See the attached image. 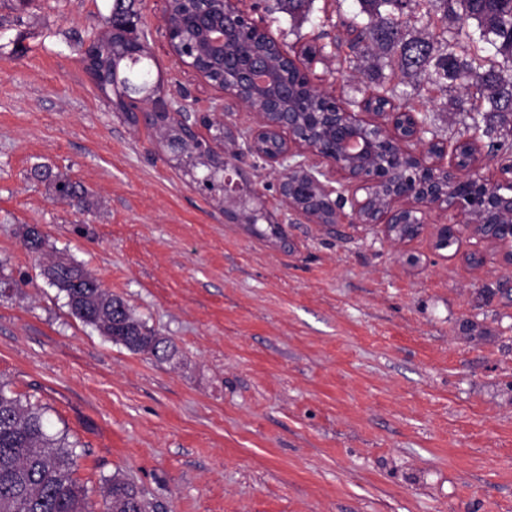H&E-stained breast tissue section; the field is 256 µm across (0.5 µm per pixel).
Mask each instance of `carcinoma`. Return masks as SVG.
Here are the masks:
<instances>
[{"instance_id": "cac0c4a2", "label": "carcinoma", "mask_w": 512, "mask_h": 512, "mask_svg": "<svg viewBox=\"0 0 512 512\" xmlns=\"http://www.w3.org/2000/svg\"><path fill=\"white\" fill-rule=\"evenodd\" d=\"M294 19H306L314 0H277ZM358 11L341 21L343 34L330 43L333 55L360 61L381 110L415 112L431 125L423 90L435 89L443 106L470 120L467 128L488 139V151L505 160L512 156V0H355ZM103 25L116 30L83 54L97 88L112 110L130 116L125 101L138 87L163 90L162 75H154L148 45L141 42L138 18L126 0H115ZM278 46L248 32L241 50L271 55ZM389 73H384V70ZM292 97L293 110L306 122L314 112H329L335 99L324 94L296 68L280 76ZM151 127L161 141L182 135V121L157 112ZM186 174L220 166L209 141L199 139L177 156ZM32 177L53 189L56 198L79 211L87 207L85 189L43 165ZM48 235L25 226L23 246L43 252ZM40 275L66 298L72 316L97 329L112 342L134 353L170 359L176 348L147 326L120 296L104 288L82 264L58 256L41 265ZM76 451L65 437L49 432L42 407L0 383V512H93L85 490L72 478ZM101 512H148L134 484L112 476L103 492Z\"/></svg>"}]
</instances>
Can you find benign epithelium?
Here are the masks:
<instances>
[{
    "instance_id": "obj_1",
    "label": "benign epithelium",
    "mask_w": 512,
    "mask_h": 512,
    "mask_svg": "<svg viewBox=\"0 0 512 512\" xmlns=\"http://www.w3.org/2000/svg\"><path fill=\"white\" fill-rule=\"evenodd\" d=\"M198 5L196 38L191 47H177L174 23L165 16L164 30L172 53L182 64L210 81L221 67L223 83L216 85L231 101L258 117L250 131L252 154L280 174L278 190L288 211L307 224L321 220L310 202L285 194V188L303 178L314 196L329 202L341 195L348 208H333L329 225L363 224L399 246L419 237L431 220L426 207L446 216L436 225V242L448 238L458 244L472 242L469 255L481 257L480 247L497 250L502 266L512 268V166H497L489 176L481 172L480 150L475 160L458 165L457 145L426 139L421 129L405 137L395 125V112H375L367 106L353 112L342 105L323 113L322 121L333 136L301 133L288 99L276 84L283 63L302 68V59L283 51L273 61L244 58L236 51L242 23L253 22L240 7L214 12L215 0H194ZM140 101L153 112H175L164 95L149 92ZM239 149L225 151L220 165L224 210L233 223L247 222V213L232 175H240Z\"/></svg>"
}]
</instances>
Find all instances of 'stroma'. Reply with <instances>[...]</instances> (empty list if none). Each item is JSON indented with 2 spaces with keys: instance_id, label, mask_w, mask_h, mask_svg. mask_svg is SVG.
Listing matches in <instances>:
<instances>
[{
  "instance_id": "35a3bbf8",
  "label": "stroma",
  "mask_w": 512,
  "mask_h": 512,
  "mask_svg": "<svg viewBox=\"0 0 512 512\" xmlns=\"http://www.w3.org/2000/svg\"><path fill=\"white\" fill-rule=\"evenodd\" d=\"M257 2L254 19L292 54L330 43L355 9L314 0L294 23ZM135 8L167 97L254 127L171 55L163 0ZM111 9L0 0V274L22 284L0 296V381L67 434L90 504L119 473L151 512H512V271L435 250L428 232L399 250L360 224L289 223L261 161L247 180L284 238L229 223L88 77L78 46ZM309 72L341 99L370 94L336 57ZM37 165L81 184L87 211L31 179ZM27 224L175 356L130 352L71 317L22 245Z\"/></svg>"
}]
</instances>
